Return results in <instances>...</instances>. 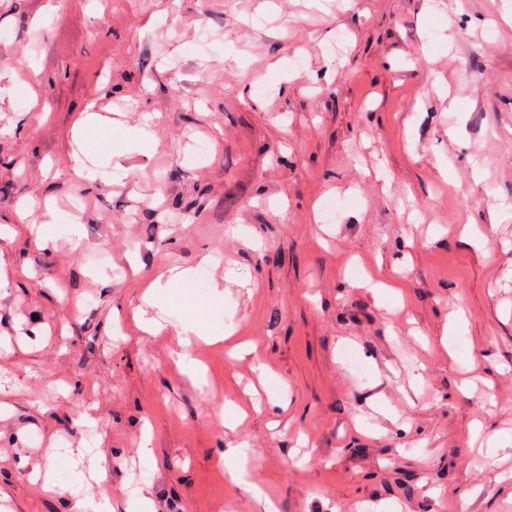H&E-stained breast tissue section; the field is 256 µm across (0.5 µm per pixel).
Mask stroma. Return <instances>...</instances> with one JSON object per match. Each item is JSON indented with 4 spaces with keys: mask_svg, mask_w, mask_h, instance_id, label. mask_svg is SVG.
I'll return each mask as SVG.
<instances>
[{
    "mask_svg": "<svg viewBox=\"0 0 512 512\" xmlns=\"http://www.w3.org/2000/svg\"><path fill=\"white\" fill-rule=\"evenodd\" d=\"M0 256V512H512V0H0Z\"/></svg>",
    "mask_w": 512,
    "mask_h": 512,
    "instance_id": "obj_1",
    "label": "stroma"
}]
</instances>
